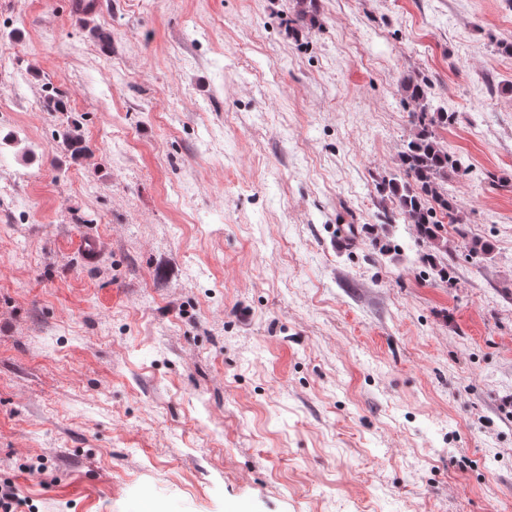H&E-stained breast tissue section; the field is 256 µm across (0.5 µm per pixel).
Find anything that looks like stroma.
Segmentation results:
<instances>
[{
	"label": "stroma",
	"mask_w": 512,
	"mask_h": 512,
	"mask_svg": "<svg viewBox=\"0 0 512 512\" xmlns=\"http://www.w3.org/2000/svg\"><path fill=\"white\" fill-rule=\"evenodd\" d=\"M72 2L0 0L19 512H512V0ZM407 76L471 167L447 281L376 190Z\"/></svg>",
	"instance_id": "obj_1"
}]
</instances>
